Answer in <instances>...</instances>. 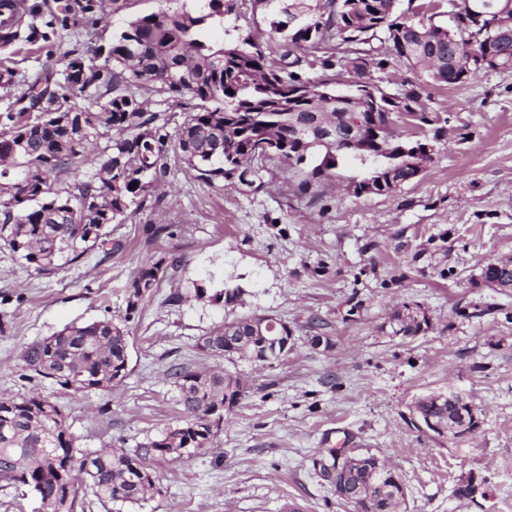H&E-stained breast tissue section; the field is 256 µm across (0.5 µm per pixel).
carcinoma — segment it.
<instances>
[{
    "label": "carcinoma",
    "instance_id": "cac0c4a2",
    "mask_svg": "<svg viewBox=\"0 0 512 512\" xmlns=\"http://www.w3.org/2000/svg\"><path fill=\"white\" fill-rule=\"evenodd\" d=\"M234 0H205L204 11L160 8L135 15L112 35L101 76L81 57L63 56L66 89L48 88L30 97L28 112H8L0 126V242L38 272L51 271L62 260L75 261L107 244L108 226L120 224L141 209L166 173L168 149L151 127L154 116L140 98L163 94L176 104L195 100L196 111L185 118L173 146L174 158L211 183L260 188L266 159H276L302 176L301 193L335 176L339 164L357 161L376 171L380 164L375 130L382 110L362 113L367 149L362 156L334 151L301 136L306 126L331 128L340 141L349 138L353 107L328 101L325 93L339 80L367 70L383 71L390 60L419 65L426 74L446 76L444 85L467 82L476 69L467 66L475 53H489L495 70H512V23L507 34L486 50L463 39V33L434 29L420 37L415 24L395 15L393 0H323L319 10L310 0H279L272 29L285 42L281 66L267 64L251 36L236 42H212L202 36L208 22L224 23ZM293 12L305 21L285 27ZM317 68L320 77L302 75V65ZM101 82L95 108L81 107L91 81ZM233 93H228V90ZM110 140L94 158L95 170L74 184L62 176L78 170L93 152L76 126ZM28 189L25 200L12 203L17 185ZM98 198L101 206L84 211L82 199ZM162 262L142 268L127 284V311L149 297ZM484 286L512 284V266L486 265ZM270 330L262 316L244 317L216 327L198 338L197 346L214 360L263 363L273 356L269 337L287 331L272 318ZM390 335L412 338L430 329V318L418 305L402 303L389 317ZM22 367L75 392H107L126 377L128 334L125 326L98 320L67 326L26 345ZM170 379L178 391L182 416L137 448L78 446L63 410L38 393L0 396V483L21 484L42 502L64 504L65 512L83 505L79 486L89 485L102 504L139 503L155 488L154 465L177 462L211 448L210 418L235 405L242 395L238 376L217 368L193 371L174 365ZM416 409L438 423L473 420L467 406L453 404L440 393L419 400ZM346 471L345 486L336 495L357 512H398L405 502L404 484L383 457L372 453L338 459Z\"/></svg>",
    "mask_w": 512,
    "mask_h": 512
}]
</instances>
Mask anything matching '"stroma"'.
<instances>
[{
    "label": "stroma",
    "instance_id": "obj_1",
    "mask_svg": "<svg viewBox=\"0 0 512 512\" xmlns=\"http://www.w3.org/2000/svg\"><path fill=\"white\" fill-rule=\"evenodd\" d=\"M202 4L111 0L103 14L80 12L76 0H26L14 39L0 41V70L14 74L11 87H0V116L61 72L66 52L92 58L130 16ZM274 10L236 0L210 37L249 34L279 60ZM372 79L391 93L421 83L430 118L420 136L434 158L394 192L348 193L347 183L365 176L355 163L302 195L273 162L263 186L248 191L205 183L172 159L145 207L109 226L111 251L95 248L40 274L0 246V394L49 397L84 448L131 449L174 424L181 407L167 371L213 366L197 340L222 322L271 315L294 332L282 362L237 364L244 393L225 410L209 451L158 465L159 492L146 501L105 506L89 495L84 512H354L320 474L334 449L388 457L406 489L405 512H512V290L479 278L483 266L512 257V71L441 86L394 62ZM160 258L151 295L128 311L127 283ZM198 284L206 297H195ZM225 286L238 296L213 302ZM403 302L429 314V332L386 335ZM314 316L329 346H312ZM104 318L129 332L127 375L112 392L76 394L28 379L24 345ZM449 391L478 408L474 437L452 441L419 427L415 402ZM469 475L486 481L487 498H456Z\"/></svg>",
    "mask_w": 512,
    "mask_h": 512
}]
</instances>
